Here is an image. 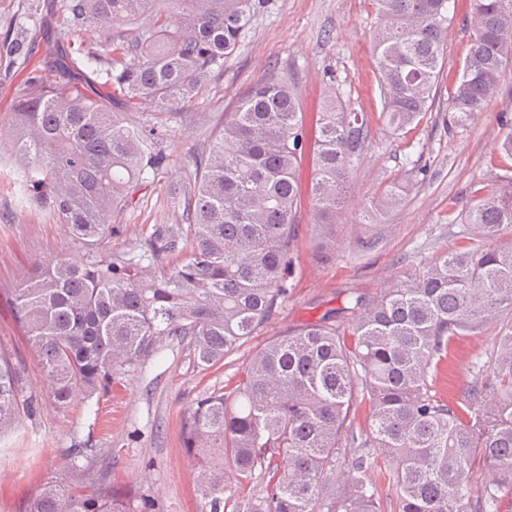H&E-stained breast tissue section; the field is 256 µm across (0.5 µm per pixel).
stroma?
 <instances>
[{"instance_id":"35a3bbf8","label":"stroma","mask_w":512,"mask_h":512,"mask_svg":"<svg viewBox=\"0 0 512 512\" xmlns=\"http://www.w3.org/2000/svg\"><path fill=\"white\" fill-rule=\"evenodd\" d=\"M37 3L0 0V124L7 121L18 86L42 68L41 53L14 57L11 39L38 45L54 37L74 43L88 39L62 18L43 17ZM452 16L433 106L418 123L399 131L381 116L373 49L380 21L371 0H269L253 16L244 47L211 73L193 102L172 110L126 107L128 122L163 132L166 167L138 207L116 216L122 230L100 244L105 253L129 251L155 225L175 223L173 197L203 146L236 100L270 74L294 72L308 137L317 136L318 114L330 96H339L347 110L367 115L368 147L348 175V203L332 243L324 244L317 234L313 201L303 195L288 298L275 319L226 355L219 368L198 365L189 342L173 340L99 402L78 401L60 409L45 398L46 383L16 317L13 291L34 264L78 258L82 252L52 215L21 202L17 165L9 151L0 152V349L14 360L27 390L44 396L36 415L20 414L0 435V468L13 473L12 479H0V512H24L47 479L68 480V451L84 441L95 450L90 480L103 476L114 489L149 494L157 512H201L196 466L182 443V421L195 399L206 391L234 388L256 350L341 306L347 289L375 292L466 246L463 208L495 188L496 176L512 166L499 149L501 119L512 118V61L503 69L501 92L467 126H451L448 102L469 48L471 0H455ZM394 182L408 188L403 203L377 223H363L361 206ZM511 332L509 313L484 331L453 340L436 393L461 403L474 361L487 360L498 337Z\"/></svg>"}]
</instances>
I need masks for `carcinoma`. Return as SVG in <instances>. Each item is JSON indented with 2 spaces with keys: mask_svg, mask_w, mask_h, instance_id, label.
Returning <instances> with one entry per match:
<instances>
[{
  "mask_svg": "<svg viewBox=\"0 0 512 512\" xmlns=\"http://www.w3.org/2000/svg\"><path fill=\"white\" fill-rule=\"evenodd\" d=\"M266 0H66L72 26L93 48L61 41L48 80L28 77L10 109L7 142L19 163L21 200L67 226L87 258L36 268L14 290L18 318L59 408L106 393L162 344L189 338L212 367L270 323L288 299L298 232L301 165L321 238L331 239L349 170L370 128L332 99L305 133L294 73L255 83L224 113L175 198L182 223L159 224L122 254L99 244L120 232L112 217L138 204L161 173L158 132L116 106L190 103L211 72L240 50ZM382 117L395 130L432 108L448 39V0H372ZM472 31L449 112L463 126L500 90L512 58V0H472ZM130 26L115 43L114 29ZM466 210L469 246L373 296L350 292L301 327L257 350L229 392L199 395L182 423L197 462L202 512H382L381 473L395 512H512V333L466 388L468 419L434 394L448 344L512 312V176ZM388 187L365 212L374 221L401 203ZM169 256L175 261L163 264ZM367 429L351 427L357 403ZM12 358L0 351V431L19 407L37 412ZM484 462L481 485L471 481ZM257 488L228 504L226 488ZM26 512H156L149 495L110 483L46 481Z\"/></svg>",
  "mask_w": 512,
  "mask_h": 512,
  "instance_id": "cac0c4a2",
  "label": "carcinoma"
}]
</instances>
